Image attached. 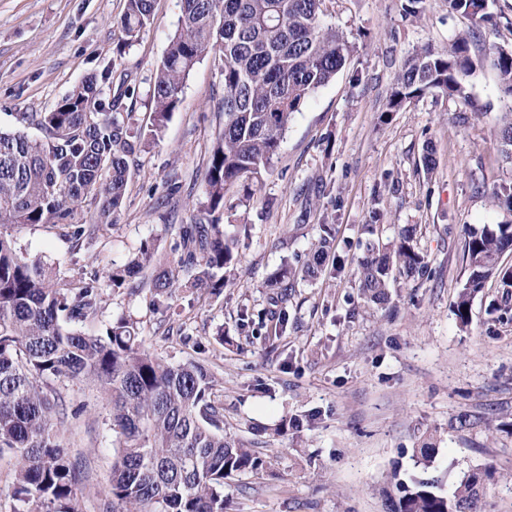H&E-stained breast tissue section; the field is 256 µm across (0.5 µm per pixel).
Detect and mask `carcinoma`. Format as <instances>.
Instances as JSON below:
<instances>
[{"instance_id": "cac0c4a2", "label": "carcinoma", "mask_w": 512, "mask_h": 512, "mask_svg": "<svg viewBox=\"0 0 512 512\" xmlns=\"http://www.w3.org/2000/svg\"><path fill=\"white\" fill-rule=\"evenodd\" d=\"M324 0H180L178 28L151 77L148 105L151 135L160 137L180 104L191 70L214 55L222 62L224 131L213 142L204 179L205 221L178 229L173 251L181 279L164 266L154 243H141L121 266L93 269L60 281L44 262L16 247L14 233L29 227L66 228L80 243L112 225L130 178L127 157L140 136L119 99L105 94L112 71L91 73L48 112H20L24 128L0 131V454L17 459L15 512H76L79 473L69 449L50 421L45 388L51 379L88 381L110 397L116 458L105 512H228L226 480L257 474L269 461L252 444L224 432L220 381L204 364L173 365L147 350L137 322L120 318L85 334L76 326L93 322L103 288H122L152 270L150 288L158 297L178 289L207 288L216 296L231 282L239 261V239L222 229L228 186L261 178L278 154L293 114L343 69L354 46L322 23ZM471 20L448 52L425 47L405 62L387 102L395 112L406 103L439 92L471 101L469 77L483 61L470 53L477 30L494 21L492 6ZM154 21V0H126L120 18V56ZM504 93L512 96V50L486 58ZM500 153L512 159V104L499 121ZM492 204L512 211V181L494 186ZM91 200L94 210L83 209ZM302 265L276 270L267 287L276 290L278 322L288 321V289L300 277L317 278L336 249L329 224ZM469 276L460 289L456 316L465 324L475 294L498 281L502 305L512 310V224L468 232ZM428 263L415 230L373 247L357 268L359 290L368 303L389 300L397 279L426 272ZM387 495L388 512H478L483 483L478 473L462 480L451 495L435 479L400 482Z\"/></svg>"}]
</instances>
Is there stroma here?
Returning <instances> with one entry per match:
<instances>
[{
    "mask_svg": "<svg viewBox=\"0 0 512 512\" xmlns=\"http://www.w3.org/2000/svg\"><path fill=\"white\" fill-rule=\"evenodd\" d=\"M405 2L326 0L324 23L354 51L293 115L261 179L227 192L223 228L243 235L234 286L218 296L179 290L160 306L150 288H110L97 322L83 327L133 319L150 351L173 364L201 362L220 379L225 431L270 461L225 485L233 512H385L396 479L434 478L448 492L479 470L491 473L482 512H512V312H497L491 281L467 325L454 314L469 275L468 227L512 224V212L489 200L495 184L512 179L495 137L512 97L487 66L471 78L472 104L433 93L388 111L408 57L424 46L447 51L470 25L445 0H425L418 19L405 15ZM124 10L125 0H0V130L16 129V113L50 111L107 66L130 74L123 109L135 126H149V80L177 28L179 0H155L153 24L118 56ZM493 10L496 22L481 28L474 54L512 49V0H495ZM222 96L218 63L205 58L161 138L129 157L124 203L92 244L35 227L17 233V247L64 279L124 264L146 240L175 265L176 227L203 219ZM325 222L336 229L342 269L296 281L288 324L270 339L259 322L276 313L266 281L281 263L304 261ZM367 224L383 244L415 227L429 262L423 276L398 280L382 306L365 304L358 290ZM51 395L68 412L60 432L82 467L79 512H104L114 460L108 398L67 379L52 381ZM311 412L317 419L301 437H271L283 417ZM426 441L435 446L427 467L418 454Z\"/></svg>",
    "mask_w": 512,
    "mask_h": 512,
    "instance_id": "obj_1",
    "label": "stroma"
}]
</instances>
